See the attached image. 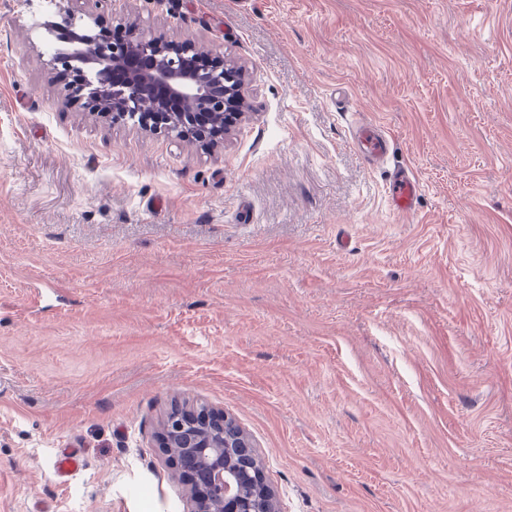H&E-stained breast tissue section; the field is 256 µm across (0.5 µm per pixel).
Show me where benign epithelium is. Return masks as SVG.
<instances>
[{
	"label": "benign epithelium",
	"mask_w": 512,
	"mask_h": 512,
	"mask_svg": "<svg viewBox=\"0 0 512 512\" xmlns=\"http://www.w3.org/2000/svg\"><path fill=\"white\" fill-rule=\"evenodd\" d=\"M61 22L49 32L66 47L58 50L51 64L67 68L77 62V96L88 108L114 119H141L149 131L174 132L181 138L192 135L196 117L206 114L215 123L212 137L224 135L241 112H226L242 100V76L233 68L204 73L190 64L173 43L143 39L135 26L123 24L125 39L113 43L107 30L96 21L79 26L66 9ZM182 448L181 464L191 480V509L206 500L208 512H280L271 487L262 503L253 489L264 480L257 469L254 445L236 420L222 409L202 405L168 416L160 439L164 448Z\"/></svg>",
	"instance_id": "1"
}]
</instances>
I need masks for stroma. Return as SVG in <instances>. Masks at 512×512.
Returning <instances> with one entry per match:
<instances>
[{
  "label": "stroma",
  "instance_id": "1",
  "mask_svg": "<svg viewBox=\"0 0 512 512\" xmlns=\"http://www.w3.org/2000/svg\"><path fill=\"white\" fill-rule=\"evenodd\" d=\"M68 8L224 57L247 115L206 149L88 112L55 0H0V512H188L183 402L281 512H512V0ZM351 144L357 153L372 162L382 159L390 150L386 135L371 129L356 134ZM391 206L399 214L415 211L419 196V184L408 169H400L389 183Z\"/></svg>",
  "mask_w": 512,
  "mask_h": 512
}]
</instances>
